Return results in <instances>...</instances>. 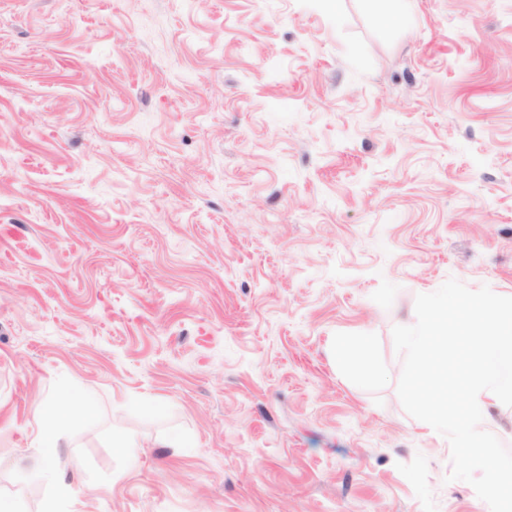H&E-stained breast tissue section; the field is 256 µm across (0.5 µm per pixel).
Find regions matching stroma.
<instances>
[{
  "label": "stroma",
  "mask_w": 512,
  "mask_h": 512,
  "mask_svg": "<svg viewBox=\"0 0 512 512\" xmlns=\"http://www.w3.org/2000/svg\"><path fill=\"white\" fill-rule=\"evenodd\" d=\"M451 278L512 296V0H0L16 512L68 392V512H488L397 394ZM75 400L71 397L63 402L51 403L42 410L40 421L45 428L41 431L37 444L44 457H51L54 448H57Z\"/></svg>",
  "instance_id": "stroma-1"
}]
</instances>
